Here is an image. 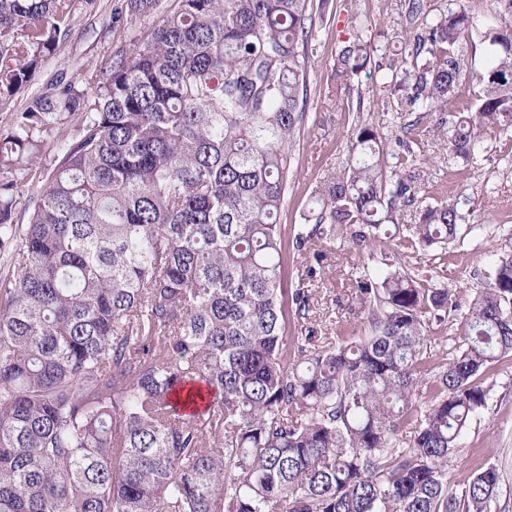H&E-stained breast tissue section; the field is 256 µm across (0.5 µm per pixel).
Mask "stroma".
<instances>
[{"label": "stroma", "mask_w": 512, "mask_h": 512, "mask_svg": "<svg viewBox=\"0 0 512 512\" xmlns=\"http://www.w3.org/2000/svg\"><path fill=\"white\" fill-rule=\"evenodd\" d=\"M403 0H328L314 10V25L304 49L306 118L290 151L285 199L279 215L283 240H291L315 187L326 173L345 161L349 135L355 124L378 125L389 137L403 136L384 159L388 169L402 160L421 175L418 206L454 204L464 220L449 250L438 248L404 253L402 261L420 276L442 275V283L465 298L486 284L495 260L512 253V136L488 131L474 160L455 157L438 127L451 122L479 92L462 82L444 112H396L394 106H377L376 87L359 78L351 92L331 94V70L344 40L355 35L392 34L403 22ZM177 0H160L156 12L131 15L127 0H70L64 20L67 35L35 72L24 92L0 101V119L22 110L57 76L80 79L107 59L130 53L135 44L150 39L162 18L175 11ZM369 253H357L344 235H337L323 277L316 282L319 307L329 309L332 336H356L363 324L349 307L342 277L371 263ZM488 406L475 417L448 468L454 490H462L472 475L487 468L499 475L497 512H512V356L492 369Z\"/></svg>", "instance_id": "35a3bbf8"}]
</instances>
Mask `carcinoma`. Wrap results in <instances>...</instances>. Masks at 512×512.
<instances>
[{
    "instance_id": "obj_1",
    "label": "carcinoma",
    "mask_w": 512,
    "mask_h": 512,
    "mask_svg": "<svg viewBox=\"0 0 512 512\" xmlns=\"http://www.w3.org/2000/svg\"><path fill=\"white\" fill-rule=\"evenodd\" d=\"M68 7L0 0V98L56 50ZM404 13L389 60L370 38L343 42L336 91L373 70L378 101L445 112L469 74L480 91L448 149L467 158L482 131L512 132V0H495V50L471 73L456 54L478 26L464 5L433 17L430 0H405ZM312 27L309 0H177L131 54L7 118L0 512H490L495 471L455 493L448 466L488 405V371L512 355V255L463 306L383 251L349 288L368 333L337 342L315 320L319 271L285 286L278 219ZM58 126L23 224L15 175ZM382 151L375 125L353 129L294 252L322 262L339 229L358 249L456 240L454 205L405 223L420 187ZM462 308L435 365L430 325Z\"/></svg>"
}]
</instances>
